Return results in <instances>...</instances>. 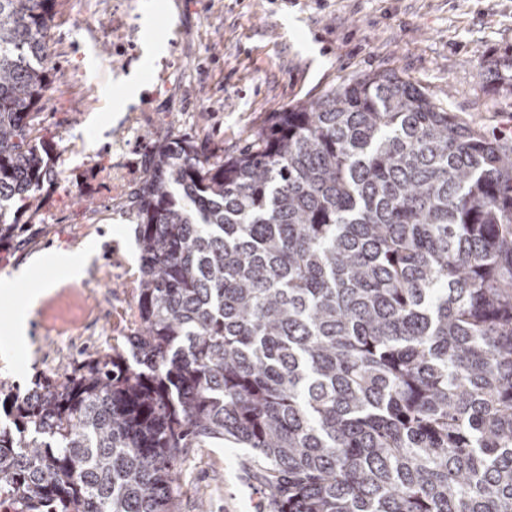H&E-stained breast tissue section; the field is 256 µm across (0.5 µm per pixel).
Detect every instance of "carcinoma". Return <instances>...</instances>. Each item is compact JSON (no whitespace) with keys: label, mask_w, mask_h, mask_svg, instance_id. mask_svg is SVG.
Instances as JSON below:
<instances>
[{"label":"carcinoma","mask_w":512,"mask_h":512,"mask_svg":"<svg viewBox=\"0 0 512 512\" xmlns=\"http://www.w3.org/2000/svg\"><path fill=\"white\" fill-rule=\"evenodd\" d=\"M57 2L0 0V248L53 173ZM130 207L129 355L0 380V505L173 512L230 442L264 512H512V139L352 77L235 155L158 146Z\"/></svg>","instance_id":"1"}]
</instances>
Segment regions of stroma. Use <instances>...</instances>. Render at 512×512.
Segmentation results:
<instances>
[{
    "instance_id": "stroma-1",
    "label": "stroma",
    "mask_w": 512,
    "mask_h": 512,
    "mask_svg": "<svg viewBox=\"0 0 512 512\" xmlns=\"http://www.w3.org/2000/svg\"><path fill=\"white\" fill-rule=\"evenodd\" d=\"M51 34L54 82L40 126L54 176L0 250V273L41 259L0 296V333L29 311V358L0 362V379L24 389L135 332L141 272L129 198L157 145L188 137L229 156L272 113L389 72L472 126L512 136V92L488 80L512 57V0H59ZM63 252L84 261L80 280L58 262ZM246 454L190 449L175 512H257L262 493L239 466Z\"/></svg>"
}]
</instances>
